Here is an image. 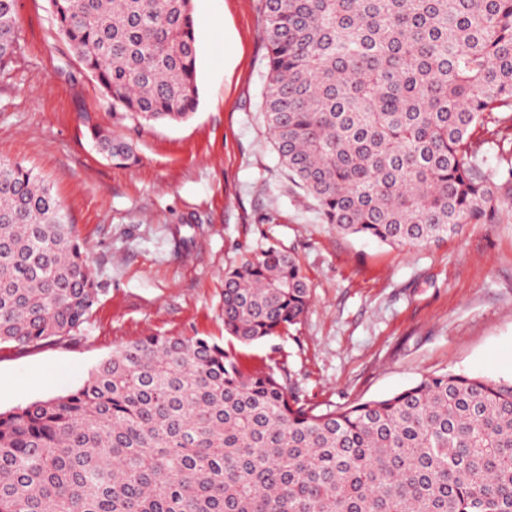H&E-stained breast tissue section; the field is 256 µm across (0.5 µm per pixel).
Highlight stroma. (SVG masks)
Here are the masks:
<instances>
[{"mask_svg":"<svg viewBox=\"0 0 512 512\" xmlns=\"http://www.w3.org/2000/svg\"><path fill=\"white\" fill-rule=\"evenodd\" d=\"M194 5L199 106L164 124L113 109L49 0H17L18 42L0 69V159L49 183L101 291L74 337L0 346V411L78 388L140 336L222 339L225 271L270 245L298 259L311 304L289 334L244 352L302 401L342 407L444 373L511 381L512 197L500 223L469 224L421 249L337 233L273 148L259 0ZM95 126L130 143L136 162L105 159ZM180 235L188 247H177Z\"/></svg>","mask_w":512,"mask_h":512,"instance_id":"stroma-1","label":"stroma"}]
</instances>
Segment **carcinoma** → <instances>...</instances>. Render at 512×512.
I'll list each match as a JSON object with an SVG mask.
<instances>
[{"mask_svg":"<svg viewBox=\"0 0 512 512\" xmlns=\"http://www.w3.org/2000/svg\"><path fill=\"white\" fill-rule=\"evenodd\" d=\"M112 107L182 122L193 0H50ZM263 109L325 224L422 246L496 224L512 192V0H261ZM19 35L0 0V69ZM117 165L126 141L94 127ZM495 156L496 167L489 165ZM98 296L61 203L0 160V345L74 335ZM311 301L275 247L224 274V332L280 336ZM0 512H512V381L426 376L319 410L208 337L140 336L77 389L0 412Z\"/></svg>","mask_w":512,"mask_h":512,"instance_id":"obj_1","label":"carcinoma"}]
</instances>
